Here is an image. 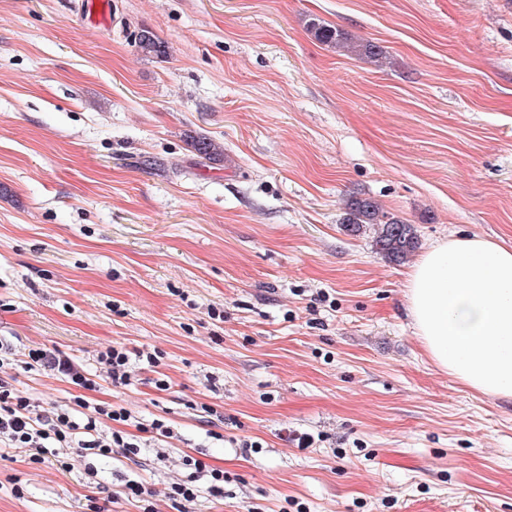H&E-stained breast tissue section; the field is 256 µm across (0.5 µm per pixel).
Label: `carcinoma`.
Masks as SVG:
<instances>
[{
	"label": "carcinoma",
	"instance_id": "obj_1",
	"mask_svg": "<svg viewBox=\"0 0 512 512\" xmlns=\"http://www.w3.org/2000/svg\"><path fill=\"white\" fill-rule=\"evenodd\" d=\"M315 38L348 56L365 58L377 67L387 64V51L371 40H354L342 30L325 25L319 21L310 23ZM135 46L144 55L157 57L165 54V45L149 29L140 30L134 39ZM190 147L199 163L214 162L221 159L223 149L213 140L196 136L191 139ZM343 224L349 232H358L369 225L374 230L376 252L385 260L401 263L408 259L418 248V236L413 225L383 210L370 196L352 193L345 202Z\"/></svg>",
	"mask_w": 512,
	"mask_h": 512
}]
</instances>
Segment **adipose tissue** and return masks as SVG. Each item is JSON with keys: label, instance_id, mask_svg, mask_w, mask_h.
Instances as JSON below:
<instances>
[{"label": "adipose tissue", "instance_id": "1", "mask_svg": "<svg viewBox=\"0 0 512 512\" xmlns=\"http://www.w3.org/2000/svg\"><path fill=\"white\" fill-rule=\"evenodd\" d=\"M408 311L430 359L466 386L512 397V247L440 242L411 268Z\"/></svg>", "mask_w": 512, "mask_h": 512}]
</instances>
